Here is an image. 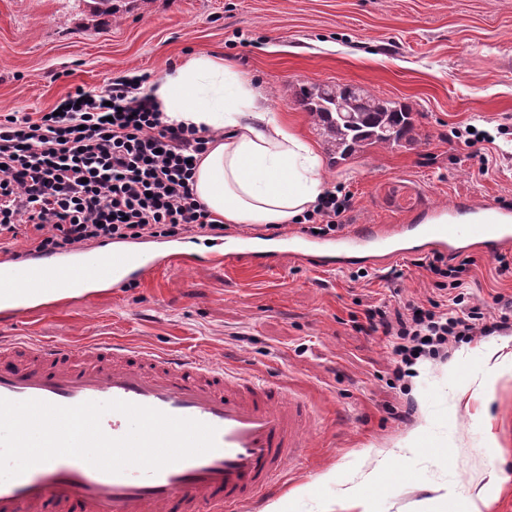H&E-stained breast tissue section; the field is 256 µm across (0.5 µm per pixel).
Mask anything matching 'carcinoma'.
<instances>
[{"label": "carcinoma", "instance_id": "cac0c4a2", "mask_svg": "<svg viewBox=\"0 0 512 512\" xmlns=\"http://www.w3.org/2000/svg\"><path fill=\"white\" fill-rule=\"evenodd\" d=\"M346 84H313L294 89L312 120L320 127L325 145L336 159L346 161L371 148H393L413 140L411 109L361 91L355 97ZM349 111L335 112L336 101Z\"/></svg>", "mask_w": 512, "mask_h": 512}]
</instances>
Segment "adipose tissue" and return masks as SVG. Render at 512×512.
Instances as JSON below:
<instances>
[{
    "label": "adipose tissue",
    "mask_w": 512,
    "mask_h": 512,
    "mask_svg": "<svg viewBox=\"0 0 512 512\" xmlns=\"http://www.w3.org/2000/svg\"><path fill=\"white\" fill-rule=\"evenodd\" d=\"M145 92L169 122L210 136L192 188L216 219L248 227L291 224L323 195L320 156L223 57L191 55Z\"/></svg>",
    "instance_id": "adipose-tissue-1"
}]
</instances>
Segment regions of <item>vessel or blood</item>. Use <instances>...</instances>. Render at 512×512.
I'll list each match as a JSON object with an SVG mask.
<instances>
[{
    "label": "vessel or blood",
    "mask_w": 512,
    "mask_h": 512,
    "mask_svg": "<svg viewBox=\"0 0 512 512\" xmlns=\"http://www.w3.org/2000/svg\"><path fill=\"white\" fill-rule=\"evenodd\" d=\"M512 244V209L457 202L406 224H351L330 237L289 234L274 244L242 238L215 244L209 256L228 267L274 269L291 258L334 270L379 265L400 256L478 251L495 256ZM187 242L118 245L71 257L32 255L15 261L0 247V315L14 320L86 301L95 289H118L150 274L201 267ZM0 398L61 406L123 400L216 428L215 450L159 472L119 474L58 457L0 483V512H240L281 480L300 458L315 420L305 399L280 385L124 344L72 346L18 339L0 342Z\"/></svg>",
    "instance_id": "1"
}]
</instances>
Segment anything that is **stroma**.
<instances>
[{
    "label": "stroma",
    "mask_w": 512,
    "mask_h": 512,
    "mask_svg": "<svg viewBox=\"0 0 512 512\" xmlns=\"http://www.w3.org/2000/svg\"><path fill=\"white\" fill-rule=\"evenodd\" d=\"M0 0V114L48 112L75 87L97 93L125 75L156 78L215 53L255 82L267 107L318 152L326 146L292 86L352 84L409 105L417 140L324 162L325 188L351 194L347 224H402L455 201L512 207V0ZM490 135L466 145V126ZM401 278L387 280L389 269ZM325 271L289 260L276 271L214 265L161 271L87 303L32 312L0 337L74 344L124 341L195 354L283 384L311 404L306 456L242 512H349L341 484L370 472L406 438L415 453L381 474L372 512H512V372L491 379L489 354L512 356V333L458 344L424 361L409 394L390 388L392 344L355 330L366 304L420 302L429 273L397 258ZM465 299L497 314L512 273L476 255ZM413 401L411 420L389 410ZM451 492L449 501L440 491Z\"/></svg>",
    "instance_id": "35a3bbf8"
}]
</instances>
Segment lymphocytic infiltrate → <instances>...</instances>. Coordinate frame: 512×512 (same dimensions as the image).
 <instances>
[{"label": "lymphocytic infiltrate", "instance_id": "f902f5d3", "mask_svg": "<svg viewBox=\"0 0 512 512\" xmlns=\"http://www.w3.org/2000/svg\"><path fill=\"white\" fill-rule=\"evenodd\" d=\"M137 80L105 91L76 88L60 114L0 115V241L25 237L32 249L61 253L114 240L222 237L226 226L191 188L209 139L166 121L157 104L135 96ZM348 195L327 192L302 217L301 230L327 237L341 227ZM439 295L388 311L368 308L357 330L390 338L393 383L415 377L418 362L447 361L455 345L512 331V310L488 316L466 305L462 288L472 257L417 259Z\"/></svg>", "mask_w": 512, "mask_h": 512}]
</instances>
